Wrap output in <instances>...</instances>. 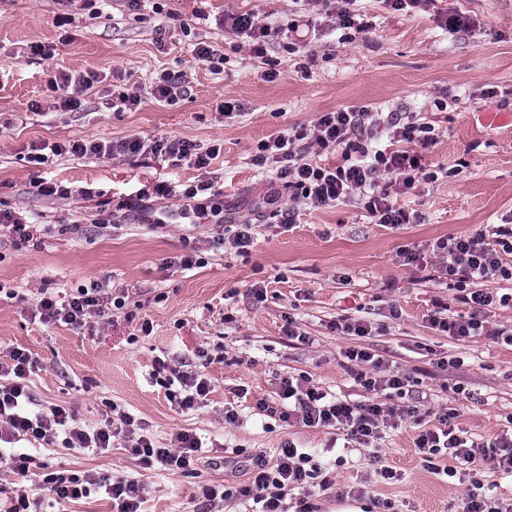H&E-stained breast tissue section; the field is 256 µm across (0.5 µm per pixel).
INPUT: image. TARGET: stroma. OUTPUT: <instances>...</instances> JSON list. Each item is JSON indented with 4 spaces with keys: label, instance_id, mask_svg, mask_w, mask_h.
<instances>
[{
    "label": "stroma",
    "instance_id": "obj_1",
    "mask_svg": "<svg viewBox=\"0 0 512 512\" xmlns=\"http://www.w3.org/2000/svg\"><path fill=\"white\" fill-rule=\"evenodd\" d=\"M303 7L302 0H166L175 15L169 22L150 0L134 8L128 0H0V209L23 218L32 234L19 248L0 238V286L16 293L0 300V347L35 356L34 410L63 405L93 428L117 409L156 446L168 447L179 431L203 443L194 475L142 468L120 440L102 453L29 443L41 471L26 490L40 512H111L100 491L63 505L46 496L42 475L63 469L138 480L142 512H251L252 500L238 491L253 461H274L287 441L313 455L316 483L329 485L314 499L318 512H463L472 494L512 498V475L484 468L474 478L451 477L444 473L451 459H438L433 470L417 452L419 434L437 430L446 412L451 427L478 443L512 430V343L442 332L433 323L437 305L452 319L468 316L469 307L433 255L415 265L402 258L439 237L489 232L512 215V0H419L403 11L362 0L374 27L367 38L341 40L319 15L306 48L291 54L275 39L260 58L250 38L215 24L227 12L256 13L283 30ZM199 10L210 22H198ZM449 11L466 17L470 30L448 32ZM62 16L72 20L64 29L56 25ZM200 41L223 54V72L194 57ZM37 44L52 57L32 55ZM62 72L99 77L80 93L78 109H59L60 95L49 88ZM165 72L185 79L173 102L150 93ZM116 85L141 93L137 108H110ZM347 107L432 125L435 142L422 152L432 180L411 193L389 189L414 223H373L355 203L299 204L287 216V188L272 163L256 161L261 143ZM160 137L218 154L204 169L140 155H63L42 168L27 161L31 145L42 142ZM40 177L76 192L34 195ZM201 179L212 182L223 216L189 211L175 195ZM161 182L173 193L155 200L162 222L153 225L129 202ZM81 187L91 197L78 195ZM243 223L253 233L247 252L218 246L225 226ZM192 249L205 265L180 267ZM93 282L125 293L123 314L79 333L36 318L40 291L64 299ZM339 321L368 333L339 331ZM145 322L151 333L141 332ZM351 349L374 355L382 374L407 377L402 394L372 397L413 408V418L355 448L334 428L291 425L257 409L261 398L278 404L288 377L331 397L365 400L357 376L367 366L348 358ZM200 363L211 392L204 405L181 410L155 373ZM228 410L236 422L225 421ZM387 470L392 478H384ZM210 483L223 484L229 497L206 502L199 488ZM345 487L359 496H337Z\"/></svg>",
    "mask_w": 512,
    "mask_h": 512
}]
</instances>
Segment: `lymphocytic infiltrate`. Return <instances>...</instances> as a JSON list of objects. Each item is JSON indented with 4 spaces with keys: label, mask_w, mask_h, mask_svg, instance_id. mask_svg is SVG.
Returning <instances> with one entry per match:
<instances>
[{
    "label": "lymphocytic infiltrate",
    "mask_w": 512,
    "mask_h": 512,
    "mask_svg": "<svg viewBox=\"0 0 512 512\" xmlns=\"http://www.w3.org/2000/svg\"><path fill=\"white\" fill-rule=\"evenodd\" d=\"M382 126L391 129L399 148L374 147L376 132ZM432 131V126L426 123L400 125L381 113L352 108L323 112L311 126L280 131L262 143L260 150L264 158L276 163V176L286 184L291 200L302 199L316 208L356 200L374 223L398 227L409 223L410 215L396 206L382 180L388 175L398 176L406 192L427 180L419 152L433 143ZM314 147L340 151L342 164L331 168L308 159L307 153ZM141 152L175 165L189 161L200 169L207 167L212 158L211 153L198 152L194 143L160 137L147 141L135 138L109 145L82 139L65 144L43 142L32 145L28 161L43 166L67 153L101 157ZM428 249L438 259L443 272L458 284L460 299L471 309L469 317L440 321L442 331L459 340L485 336L512 343V331L486 325L488 313L498 300L496 292L489 287L490 282L512 279V266L503 260L504 255L512 254V223L503 222L488 234L440 238L430 243ZM124 306L122 297L94 284L77 288L63 303L43 295L37 310L42 321L59 322L80 330L90 318L111 319ZM35 364L31 352L18 347L10 348L7 360L0 361V443L12 447L13 443L33 439L50 446L60 444L66 448L105 451L111 448L113 438L122 435L133 439L130 453L143 467L188 473L198 465L202 443L183 431L175 433L170 447L160 448L151 439L136 435L135 420L126 413L89 429L81 426L73 410L64 406H55L46 413L31 412L26 379ZM174 378L178 387L169 391L168 397L181 409L196 408L210 392L204 366L177 372ZM279 397L280 407L270 406L262 399L257 403L258 409L306 427H334L342 430L347 440L360 445L377 439L381 425L395 424L412 413L411 408L397 404L332 399L310 383L290 378L282 380ZM415 445L427 463L447 456L456 461L461 472L471 475L487 465L512 473V434H501L485 445L459 436L450 427L422 432ZM315 474L312 455L288 443L278 450L275 466H268L262 459L254 461L251 484L242 493L252 499L255 512H288L286 496L296 489L301 493L297 512H316L309 489ZM43 484L60 504L86 497L91 490L101 488L111 499L115 512H141L142 487L127 476L104 478L92 472L80 475L59 472L46 474Z\"/></svg>",
    "instance_id": "lymphocytic-infiltrate-1"
}]
</instances>
